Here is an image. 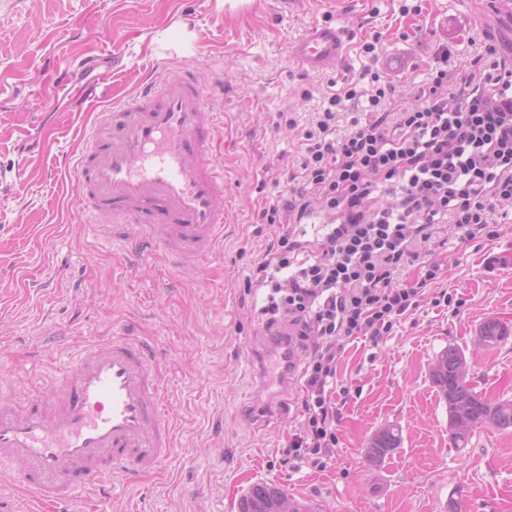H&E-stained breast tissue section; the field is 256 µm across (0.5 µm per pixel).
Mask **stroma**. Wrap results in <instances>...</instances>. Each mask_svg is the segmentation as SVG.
<instances>
[{
  "mask_svg": "<svg viewBox=\"0 0 512 512\" xmlns=\"http://www.w3.org/2000/svg\"><path fill=\"white\" fill-rule=\"evenodd\" d=\"M315 21L345 26L348 53L336 67L307 72L288 61L289 43ZM376 41L375 55L360 50ZM512 56V22L495 0H0V394L23 396L60 377L74 348L128 333L155 350L169 393L177 447L157 473L110 485L104 498L73 499V512H238L242 492L274 483L323 512H512V429L486 425L467 448L448 435V407L430 379L444 349L463 350L468 378L486 400L512 398V338L478 346L482 323L512 328V214L498 238L448 242L438 290L380 344L350 343L337 372L348 391L339 442L327 467L285 461L297 421V381L275 394L262 383L268 331L256 311L264 292L247 279L274 236L261 211L290 189L297 132L343 74L380 73L410 101L431 79L441 50L468 66L486 45ZM410 52V69L382 72L380 56ZM117 51L124 76L115 96L141 79L202 64L204 82L224 81L213 156L224 165L233 214L224 242L201 267L142 263L90 229L72 206L75 182L54 173L75 159L80 135L108 103L77 111L58 92L67 60ZM389 425L402 443L379 466L371 436Z\"/></svg>",
  "mask_w": 512,
  "mask_h": 512,
  "instance_id": "35a3bbf8",
  "label": "stroma"
}]
</instances>
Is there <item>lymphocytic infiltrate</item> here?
<instances>
[{
    "label": "lymphocytic infiltrate",
    "instance_id": "f902f5d3",
    "mask_svg": "<svg viewBox=\"0 0 512 512\" xmlns=\"http://www.w3.org/2000/svg\"><path fill=\"white\" fill-rule=\"evenodd\" d=\"M448 59L394 110L379 74L343 76L299 131L296 186L261 212L277 234L247 285L266 289L261 319L287 326L300 352L287 454L316 469L338 443L331 382L346 345L389 336L444 273L429 247L494 239L498 207L512 204V58L490 47L453 76Z\"/></svg>",
    "mask_w": 512,
    "mask_h": 512
}]
</instances>
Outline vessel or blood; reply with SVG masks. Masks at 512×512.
<instances>
[{"label": "vessel or blood", "instance_id": "1", "mask_svg": "<svg viewBox=\"0 0 512 512\" xmlns=\"http://www.w3.org/2000/svg\"><path fill=\"white\" fill-rule=\"evenodd\" d=\"M346 52L343 30L326 23L289 45L291 59L314 72ZM117 75L104 51L72 64L63 87L92 78L100 101ZM223 92V82L205 85L190 63L100 113L71 166L73 203L86 223L111 224L127 249L144 259L162 255L172 267L197 266L214 253L228 216L224 166L211 154ZM174 447L153 353L127 335L85 346L46 391L0 398V458L19 463L12 482L45 503L70 501L78 487L105 494L108 482L156 470Z\"/></svg>", "mask_w": 512, "mask_h": 512}]
</instances>
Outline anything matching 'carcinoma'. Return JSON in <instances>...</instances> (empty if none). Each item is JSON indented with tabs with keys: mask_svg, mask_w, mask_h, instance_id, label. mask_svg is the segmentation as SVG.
<instances>
[{
	"mask_svg": "<svg viewBox=\"0 0 512 512\" xmlns=\"http://www.w3.org/2000/svg\"><path fill=\"white\" fill-rule=\"evenodd\" d=\"M484 336L497 338L502 343L509 336V328L496 319L484 321L479 329ZM466 363L464 353L450 347L437 358L431 371V380L439 396L448 404V431L457 448H464L469 442V433L454 430L459 413H465L468 428L489 424L500 430L512 429V399L490 402L482 398L460 372ZM402 440V431L391 425L380 429L368 442L367 459L378 465L397 447ZM292 505V512H308L307 504L288 498V493L275 484H256L240 497L239 512H284V506Z\"/></svg>",
	"mask_w": 512,
	"mask_h": 512,
	"instance_id": "1",
	"label": "carcinoma"
}]
</instances>
